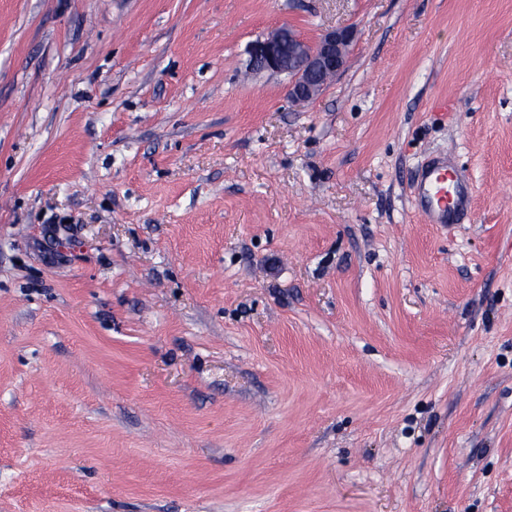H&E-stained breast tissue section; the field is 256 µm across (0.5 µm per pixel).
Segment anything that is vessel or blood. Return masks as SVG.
Wrapping results in <instances>:
<instances>
[{"instance_id":"1","label":"vessel or blood","mask_w":512,"mask_h":512,"mask_svg":"<svg viewBox=\"0 0 512 512\" xmlns=\"http://www.w3.org/2000/svg\"><path fill=\"white\" fill-rule=\"evenodd\" d=\"M471 186L460 179L446 156L423 163L413 185L415 212L428 224H453L467 208Z\"/></svg>"}]
</instances>
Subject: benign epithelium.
Listing matches in <instances>:
<instances>
[{
  "label": "benign epithelium",
  "mask_w": 512,
  "mask_h": 512,
  "mask_svg": "<svg viewBox=\"0 0 512 512\" xmlns=\"http://www.w3.org/2000/svg\"><path fill=\"white\" fill-rule=\"evenodd\" d=\"M353 37V30L335 28L309 43L283 27L251 45L249 66L254 71L288 75V95L307 102L321 95L343 70Z\"/></svg>",
  "instance_id": "1"
}]
</instances>
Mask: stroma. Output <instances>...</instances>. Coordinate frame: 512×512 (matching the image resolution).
Listing matches in <instances>:
<instances>
[{
	"instance_id": "obj_1",
	"label": "stroma",
	"mask_w": 512,
	"mask_h": 512,
	"mask_svg": "<svg viewBox=\"0 0 512 512\" xmlns=\"http://www.w3.org/2000/svg\"><path fill=\"white\" fill-rule=\"evenodd\" d=\"M0 512H512V0H0ZM353 37L350 28H335L309 43L283 27L251 45L249 66L253 71L288 75V95L297 102H307L321 95L343 70ZM471 194L472 187L458 177L448 157L436 155L418 171L413 185L414 210L427 224H456Z\"/></svg>"
}]
</instances>
